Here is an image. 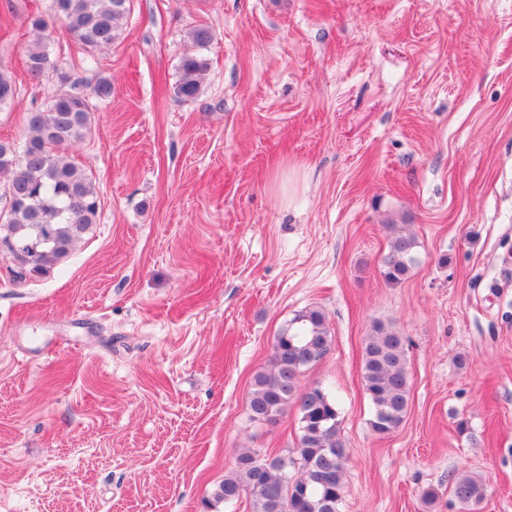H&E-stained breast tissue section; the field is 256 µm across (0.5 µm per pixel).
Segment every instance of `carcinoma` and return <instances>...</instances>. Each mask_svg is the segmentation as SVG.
Instances as JSON below:
<instances>
[{
	"label": "carcinoma",
	"instance_id": "carcinoma-1",
	"mask_svg": "<svg viewBox=\"0 0 512 512\" xmlns=\"http://www.w3.org/2000/svg\"><path fill=\"white\" fill-rule=\"evenodd\" d=\"M52 10L70 37L92 54L112 46L131 13V0H52ZM35 42L27 49V69L34 78L53 74L62 90L44 108L26 117L27 137L22 146L0 141V173L10 176L6 218L0 223V240L38 241L29 260H19L25 272L42 274L57 264L73 244L96 223L99 197L87 172L67 160L61 150L91 131L90 95L106 99L112 82L98 80L92 90L59 69L50 58L47 23L32 20ZM209 61L189 53L179 65L177 94L195 99ZM17 85L0 68V110L17 96ZM416 241L394 236L380 273L398 282L414 263ZM332 337L325 315L317 309L296 314L276 336L268 366L253 377L249 397L254 421L275 423L289 408L299 414L297 448L292 455H238L235 469L224 477L214 497L226 504L250 496L251 512H339L343 499V462L346 448L341 438L336 400L316 385L299 389L301 373L324 359ZM363 388L372 402V428L389 434L403 422L409 406L410 382L405 341L391 326H372L362 348ZM459 512H481L487 497L486 482L461 474L449 489Z\"/></svg>",
	"mask_w": 512,
	"mask_h": 512
}]
</instances>
